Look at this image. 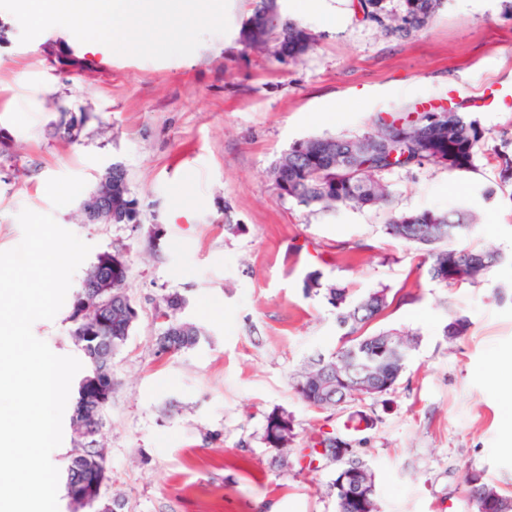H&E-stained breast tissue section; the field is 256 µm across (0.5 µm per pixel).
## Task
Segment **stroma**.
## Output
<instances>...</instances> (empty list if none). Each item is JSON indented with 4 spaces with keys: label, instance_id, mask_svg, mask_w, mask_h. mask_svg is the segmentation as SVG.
I'll return each mask as SVG.
<instances>
[{
    "label": "stroma",
    "instance_id": "obj_1",
    "mask_svg": "<svg viewBox=\"0 0 512 512\" xmlns=\"http://www.w3.org/2000/svg\"><path fill=\"white\" fill-rule=\"evenodd\" d=\"M354 2L281 0L314 37L285 64L241 44L249 0H229L227 33L165 60L91 54L61 26L24 44L0 10V251L21 242L17 215L28 208L129 268L139 317L112 359L99 439L122 512H338V463L305 457L323 432L352 440L381 512H473L469 470L512 498V183L498 159L512 154V0H445L406 37L363 22ZM447 104L485 132L470 171H392L387 208L322 211L279 196L270 170L295 140L360 134L376 114ZM69 114L82 119L72 139L59 130ZM115 163L139 221L85 223L80 204ZM184 189L191 210L178 218ZM458 207L477 217L464 246L504 256L475 286L431 281L424 251L386 230L394 210ZM316 269L319 292L305 286ZM331 288L350 303L386 291L368 332L405 330L418 343L386 393L319 408L294 386L342 344ZM172 293L203 335L163 355L157 310ZM70 313L63 305L33 333L76 357ZM454 315L470 328L451 341ZM273 412L290 421L289 453L264 440ZM351 418L362 429H346Z\"/></svg>",
    "mask_w": 512,
    "mask_h": 512
}]
</instances>
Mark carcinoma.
<instances>
[{"label": "carcinoma", "instance_id": "obj_1", "mask_svg": "<svg viewBox=\"0 0 512 512\" xmlns=\"http://www.w3.org/2000/svg\"><path fill=\"white\" fill-rule=\"evenodd\" d=\"M443 0H400L399 6H389V0H361L358 3L364 20L389 34L407 36L425 29ZM245 24L251 26V35L243 41L246 49H265L269 42L297 60L310 45L302 39L287 34V26L293 21L284 16L277 0H251V13ZM433 129L427 142L416 135V128ZM485 133L479 124L456 113L453 125L441 112H401L387 119L376 116L369 130L357 135L322 136L293 142L287 152L273 165L271 176L279 195L295 200L299 205L312 209H337L341 207H380L390 202L388 186L382 175L399 168L409 170L427 163L443 166L450 174L466 172L473 167L474 159L481 151ZM101 205L112 212L114 224L138 223L137 200L130 188L122 165H112V185ZM476 223V216L467 208L449 212L394 211L386 225L393 238L405 243L430 249L428 275L430 279L445 285L458 282L476 285L485 272L502 260L493 249L473 250L457 247L454 241ZM467 267L468 277L462 281L448 272V256ZM129 268L118 252H106L88 269L83 287L74 295L70 320L72 337L82 351L88 370L82 379L93 376L104 360L122 347L129 336L128 303L126 291ZM107 281L115 288L112 304L105 313L86 302L88 287ZM186 300L177 294L164 299V307L158 317L165 328L156 337L159 353L179 351L196 346L203 332L187 321L171 319V313L185 307ZM387 304L372 303L367 299L342 308L338 321L346 325L345 335L351 336L375 320ZM470 321L464 316H453L446 326V336L455 339L467 333ZM376 335L359 336L343 343L341 348L327 358L317 360L295 384V392L302 399H314L321 407L339 405L340 398L326 399L320 394L321 376L334 372L342 363L361 360L372 370H382L395 383L404 367L390 360L387 352H378ZM74 447L77 452L69 456L66 467V496L70 512H95L88 502H77L75 484L89 485L108 481L109 462L99 448L96 413L89 411L81 417L70 416ZM290 426L288 416L272 413L267 417L264 439L274 448L288 443ZM463 492L476 512L488 507L491 512H512V499L500 494L484 481L477 471H469L463 477Z\"/></svg>", "mask_w": 512, "mask_h": 512}]
</instances>
